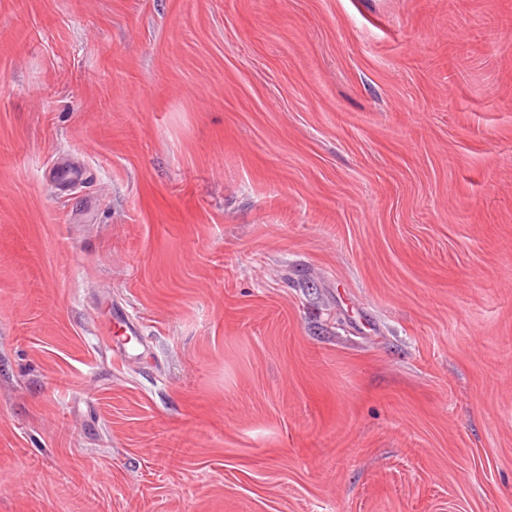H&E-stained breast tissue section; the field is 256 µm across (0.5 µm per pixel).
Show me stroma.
Wrapping results in <instances>:
<instances>
[{"mask_svg": "<svg viewBox=\"0 0 512 512\" xmlns=\"http://www.w3.org/2000/svg\"><path fill=\"white\" fill-rule=\"evenodd\" d=\"M0 512H512V0H0Z\"/></svg>", "mask_w": 512, "mask_h": 512, "instance_id": "35a3bbf8", "label": "stroma"}]
</instances>
